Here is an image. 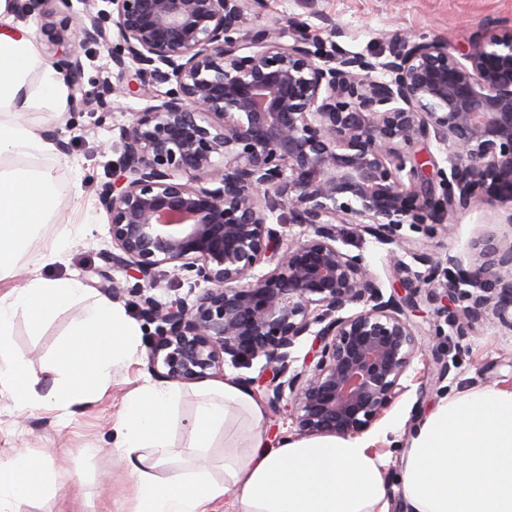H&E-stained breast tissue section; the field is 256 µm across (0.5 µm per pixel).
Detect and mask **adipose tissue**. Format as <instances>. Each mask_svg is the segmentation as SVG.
Instances as JSON below:
<instances>
[{
	"label": "adipose tissue",
	"instance_id": "obj_1",
	"mask_svg": "<svg viewBox=\"0 0 512 512\" xmlns=\"http://www.w3.org/2000/svg\"><path fill=\"white\" fill-rule=\"evenodd\" d=\"M13 0H0V108L21 112L48 102L67 106L60 73L41 59L27 31L13 25ZM39 73L38 84L29 77ZM56 146L27 125L0 119V274L13 272L28 243L49 223L54 183L44 169L17 167L22 157L51 156ZM83 292L74 279L45 278L31 267L23 287L0 296V385L20 406L90 403L112 379L114 365L136 348L140 327L101 298L72 323L56 356L54 377L41 381L16 359L8 337L17 312L40 328ZM189 420L192 464L169 473L168 426L181 398L175 386L130 392L116 425V451L136 478L134 512H209L232 499L235 512H389L391 485L374 439L337 434L270 445L265 408L233 376L199 388ZM251 435L237 445L239 429ZM224 442L215 478L208 451ZM44 464L18 453L0 461V512L44 482ZM406 512H512V387L498 384L443 399L413 425L400 472Z\"/></svg>",
	"mask_w": 512,
	"mask_h": 512
}]
</instances>
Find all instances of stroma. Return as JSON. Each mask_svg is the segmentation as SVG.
<instances>
[{"label":"stroma","instance_id":"obj_1","mask_svg":"<svg viewBox=\"0 0 512 512\" xmlns=\"http://www.w3.org/2000/svg\"><path fill=\"white\" fill-rule=\"evenodd\" d=\"M271 15L286 16L308 23L319 39H333L344 49L367 56L389 53L387 34L393 32L441 34L453 43H464L469 33L488 20L512 22V0H268ZM61 19L56 0H37L23 26L42 59H50L53 48L42 32L46 23ZM145 100L119 98L111 119L101 120L95 107L70 101L66 111L41 105L22 113L21 118L36 133L47 132L70 142L67 154L38 157L34 166L51 170L57 221L44 225L29 252L43 260L41 273L50 279L79 280L84 295L59 309L39 332H32L24 314L13 320L10 338L14 357L25 361L40 377L53 372L55 356L71 323L85 309L104 296L93 270L103 267V252L110 249L107 218L100 209L97 191L112 179L122 155L117 123L124 112L145 107ZM507 210L477 204L459 214L451 235L429 239L427 250L434 260L448 254L468 256L471 240L483 232L504 237L512 234ZM337 244L345 252L362 255L381 281H388L387 250L373 237L359 235L353 225L336 227ZM114 279L128 292L117 306L141 328L136 349L112 370V382L96 401L69 409L50 404L19 408L10 388L0 385V459L21 451L45 462L47 481L42 490L14 502L12 512H130L135 482L118 453L114 452L115 425L120 418L125 395L151 380L147 352L158 334L159 324L144 314L135 294V281L120 269H112ZM186 274H174L172 265L159 269L158 284L150 294L159 302L177 299L194 301L201 293ZM412 321L423 345L408 380L409 389L397 398L384 416L370 429L374 449L388 462L392 486L390 512H405L401 492V453L414 421L438 401L461 390L497 383L512 386V333L489 322L474 326L469 336L459 337L429 306H422ZM441 353L452 362L447 379L432 384L433 355ZM265 361L251 365L225 363V373L251 379V390L266 403L263 434L270 442L296 437L288 405H269L262 387ZM197 402L193 385L183 387L179 407L170 428L175 444L172 464L185 466L190 442L188 420Z\"/></svg>","mask_w":512,"mask_h":512}]
</instances>
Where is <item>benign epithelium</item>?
<instances>
[{
  "instance_id": "1",
  "label": "benign epithelium",
  "mask_w": 512,
  "mask_h": 512,
  "mask_svg": "<svg viewBox=\"0 0 512 512\" xmlns=\"http://www.w3.org/2000/svg\"><path fill=\"white\" fill-rule=\"evenodd\" d=\"M102 2L80 31L66 18L45 35L72 97L101 118L114 95L151 101L119 126V174L98 191L112 250L94 271L115 298L126 288L109 269L137 280L160 322L149 369L194 383L224 372L227 355L263 357L298 436H356L408 390L419 301L459 336L480 322L512 332V241L476 237L467 269L457 255L433 261L425 243L475 204L512 210V24L463 46L393 34L374 61L269 15L267 0ZM86 43L109 53L116 82L85 90ZM433 140L454 149L449 168L414 151ZM284 209L304 232L283 248L268 219ZM338 224L388 246L391 293L336 246ZM164 264L206 284L195 302L144 295ZM305 335L314 351L294 369Z\"/></svg>"
}]
</instances>
